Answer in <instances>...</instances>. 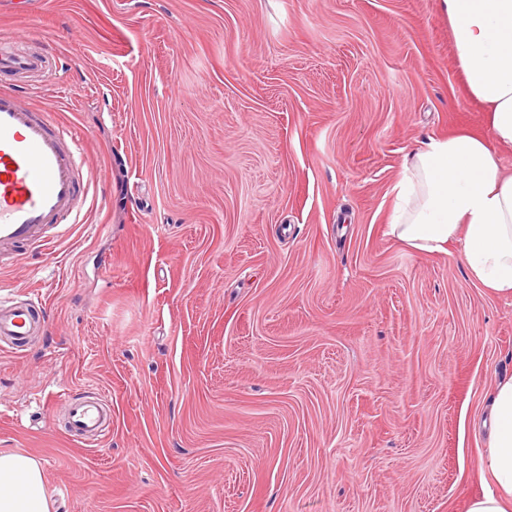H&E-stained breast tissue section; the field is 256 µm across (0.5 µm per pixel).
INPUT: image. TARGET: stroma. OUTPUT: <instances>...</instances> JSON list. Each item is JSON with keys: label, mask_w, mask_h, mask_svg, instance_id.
<instances>
[{"label": "stroma", "mask_w": 512, "mask_h": 512, "mask_svg": "<svg viewBox=\"0 0 512 512\" xmlns=\"http://www.w3.org/2000/svg\"><path fill=\"white\" fill-rule=\"evenodd\" d=\"M15 38L48 67L0 85L95 188L0 268L48 316L0 351V449L52 512H466L512 298L386 234L405 158L484 130L437 0H0ZM107 406L98 400H75L70 403L67 398L63 409L68 413L70 428L78 435L93 438L89 446H94L110 432Z\"/></svg>", "instance_id": "35a3bbf8"}]
</instances>
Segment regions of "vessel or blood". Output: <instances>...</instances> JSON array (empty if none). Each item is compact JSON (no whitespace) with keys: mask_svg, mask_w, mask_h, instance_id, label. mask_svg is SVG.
<instances>
[{"mask_svg":"<svg viewBox=\"0 0 512 512\" xmlns=\"http://www.w3.org/2000/svg\"><path fill=\"white\" fill-rule=\"evenodd\" d=\"M46 58L0 47V75L38 73ZM91 177L79 137L48 112L0 90V252L49 250L58 241L49 227L76 223ZM46 317L32 299L0 296V344L24 345L43 333ZM78 435L101 441L110 431L106 404L76 400L63 405Z\"/></svg>","mask_w":512,"mask_h":512,"instance_id":"vessel-or-blood-1","label":"vessel or blood"}]
</instances>
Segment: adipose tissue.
Returning <instances> with one entry per match:
<instances>
[{
	"mask_svg": "<svg viewBox=\"0 0 512 512\" xmlns=\"http://www.w3.org/2000/svg\"><path fill=\"white\" fill-rule=\"evenodd\" d=\"M469 96L487 115L483 133L432 138L404 162L392 187L387 233L422 253L461 242L468 273L492 294L512 297V0H439ZM493 424L481 466L492 483L467 512H512V378L491 390ZM0 512H51L41 464L0 450Z\"/></svg>",
	"mask_w": 512,
	"mask_h": 512,
	"instance_id": "1",
	"label": "adipose tissue"
}]
</instances>
